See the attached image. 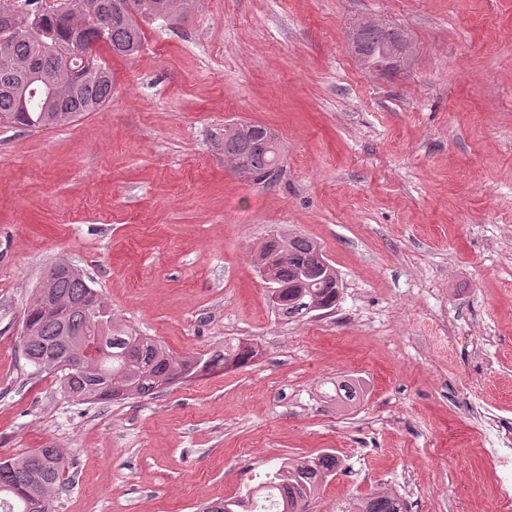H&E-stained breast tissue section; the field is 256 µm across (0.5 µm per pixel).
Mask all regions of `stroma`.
I'll use <instances>...</instances> for the list:
<instances>
[{"label":"stroma","instance_id":"obj_1","mask_svg":"<svg viewBox=\"0 0 512 512\" xmlns=\"http://www.w3.org/2000/svg\"><path fill=\"white\" fill-rule=\"evenodd\" d=\"M367 22L413 46L360 65ZM98 56L112 97L53 128L0 125V458L63 448L55 512H197L285 459L340 467L307 512L398 488L410 512H512L488 419L512 422V0H197ZM274 128L283 172L240 177L211 131ZM314 240L336 309L285 318L255 260ZM67 260L118 324L177 355L238 339L247 366L145 397L71 400L34 372L24 311ZM365 387L357 406L330 382Z\"/></svg>","mask_w":512,"mask_h":512}]
</instances>
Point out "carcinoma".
Listing matches in <instances>:
<instances>
[{"instance_id": "1", "label": "carcinoma", "mask_w": 512, "mask_h": 512, "mask_svg": "<svg viewBox=\"0 0 512 512\" xmlns=\"http://www.w3.org/2000/svg\"><path fill=\"white\" fill-rule=\"evenodd\" d=\"M0 0V123L44 129L68 123L87 112L98 111L112 95V73L97 56L86 64L74 57L69 39L82 31L88 51L99 44L112 53L132 57L140 52L143 32L138 20H160L173 25L191 12L195 0H93L96 17L88 10L68 7L55 0ZM407 41L397 29L374 25L363 29L358 60L370 70L391 67L399 46ZM224 157L241 161L252 181L273 183L281 174L278 133L258 124L240 122L212 133ZM288 251V262L278 278L292 285L288 303L278 311L288 318L311 313L314 305L332 310L340 297L339 278L314 261L317 244L302 235H271ZM49 291L68 307L43 311L39 290H34L23 323V353L35 370L58 378L62 391L85 403H110L148 396L179 380L228 363L242 366L255 357V349L242 342L224 343V349L204 356H177L157 340L127 327L112 325V312L98 289L85 275L47 268ZM98 340L104 352L78 366L68 362L82 343ZM365 389L354 379L336 382L333 399L351 405L363 400ZM339 462L327 452L318 458L288 459L267 476L263 485L244 496L214 502L202 512H289L299 504L306 512L321 486L336 475ZM68 463L53 444L0 460V512H52L54 495L66 484ZM355 512H407L404 503L385 496L368 497Z\"/></svg>"}]
</instances>
